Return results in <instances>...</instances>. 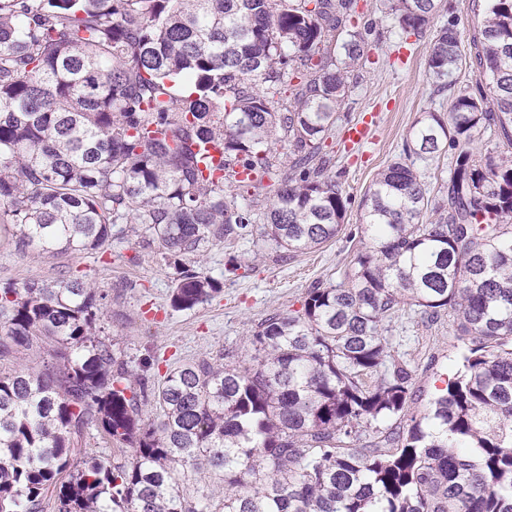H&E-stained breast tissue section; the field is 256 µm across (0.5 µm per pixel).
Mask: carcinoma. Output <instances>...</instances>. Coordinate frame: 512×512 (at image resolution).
I'll use <instances>...</instances> for the list:
<instances>
[{"label":"carcinoma","mask_w":512,"mask_h":512,"mask_svg":"<svg viewBox=\"0 0 512 512\" xmlns=\"http://www.w3.org/2000/svg\"><path fill=\"white\" fill-rule=\"evenodd\" d=\"M356 8L0 0V234L49 254L134 236L175 270L176 311L221 293L186 264L209 246L255 236L297 253L333 240L348 197L323 143L348 69L368 55ZM438 8L385 3L403 44ZM458 25L448 18L427 55L437 89L455 90L448 118L425 113L406 160L378 173L353 272L261 322L251 355L187 363L155 386L97 334L98 289L0 287V358L35 344L51 357L0 370V512H43L50 491L55 512H512V157L459 154L430 221L407 162L480 127L512 147V0H486L475 61L489 82L475 93L454 89ZM285 141L283 171L274 145ZM209 143L223 147L218 165L202 159ZM265 178L277 184L267 202L250 194ZM415 309L458 312L465 344L420 417L408 414L414 371L384 334ZM92 428L132 460L84 453ZM189 467L220 473L221 502L184 492Z\"/></svg>","instance_id":"cac0c4a2"}]
</instances>
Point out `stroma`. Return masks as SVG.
Listing matches in <instances>:
<instances>
[{
	"label": "stroma",
	"instance_id": "35a3bbf8",
	"mask_svg": "<svg viewBox=\"0 0 512 512\" xmlns=\"http://www.w3.org/2000/svg\"><path fill=\"white\" fill-rule=\"evenodd\" d=\"M486 0H441L435 26L459 19L464 52L474 50ZM358 27L365 30L371 52L365 65L349 72L347 96L341 106L349 121L338 122L326 142L334 170L341 174L351 203L336 238L321 248L278 259L259 242H241L227 248L209 247L196 267L221 279L223 290L212 300L189 311L170 307L174 270L152 250L128 237L113 241L106 253L95 251L48 255L38 249L25 252L0 243V284L32 280L52 282L78 278L99 289L105 300L98 313L101 337L114 343L134 373L163 376L182 364L217 355L251 352L249 338L267 317L298 311L308 288L323 281H343L350 273L360 246L364 194L377 174L403 158L412 127L424 112L447 114L448 93L437 91L427 71L428 38L410 50L399 49L392 22L383 12V0H358ZM368 122L370 134L361 144L346 137L349 123ZM457 149L414 166L430 188L429 199L445 201L442 187L454 168ZM238 255L241 267L224 269L229 255ZM456 312L435 321L404 315L389 325L390 334L402 338V350L414 370L413 414H423L454 371L462 352Z\"/></svg>",
	"mask_w": 512,
	"mask_h": 512
}]
</instances>
